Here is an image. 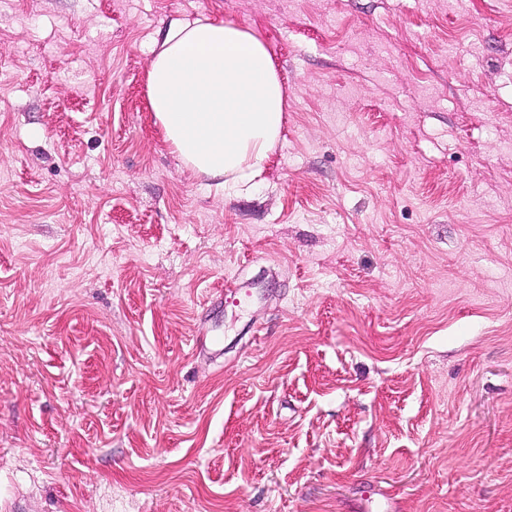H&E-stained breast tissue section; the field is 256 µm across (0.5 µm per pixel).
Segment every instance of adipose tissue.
I'll use <instances>...</instances> for the list:
<instances>
[{"label": "adipose tissue", "mask_w": 512, "mask_h": 512, "mask_svg": "<svg viewBox=\"0 0 512 512\" xmlns=\"http://www.w3.org/2000/svg\"><path fill=\"white\" fill-rule=\"evenodd\" d=\"M151 54L149 106L185 168L236 193L259 186L285 112L266 44L248 29L203 17L172 22Z\"/></svg>", "instance_id": "adipose-tissue-1"}]
</instances>
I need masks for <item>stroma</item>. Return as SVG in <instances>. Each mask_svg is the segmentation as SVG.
<instances>
[{"instance_id": "obj_1", "label": "stroma", "mask_w": 512, "mask_h": 512, "mask_svg": "<svg viewBox=\"0 0 512 512\" xmlns=\"http://www.w3.org/2000/svg\"><path fill=\"white\" fill-rule=\"evenodd\" d=\"M200 16L285 86L249 194L149 109L151 46ZM372 490L512 512V0H0V512ZM228 296L233 297L236 304H241V301H246L252 298V293L248 288H245L236 280H227L224 283V289H216L210 296L208 303L210 310L222 308L224 305V298ZM209 316L207 315L204 321L200 322L197 329L194 342L195 349L199 352L206 351L224 355L223 339L214 333L215 329L210 324L212 318H207Z\"/></svg>"}]
</instances>
